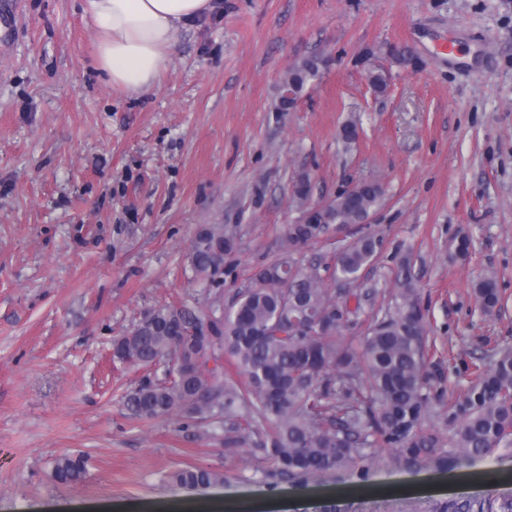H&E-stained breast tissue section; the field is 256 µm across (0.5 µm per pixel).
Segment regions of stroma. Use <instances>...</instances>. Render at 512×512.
<instances>
[{"mask_svg":"<svg viewBox=\"0 0 512 512\" xmlns=\"http://www.w3.org/2000/svg\"><path fill=\"white\" fill-rule=\"evenodd\" d=\"M96 42L78 0H0V512H443L512 499V447L452 480L372 448L365 481L343 471L270 488L258 436L228 448L221 418L133 416L122 398L146 372L112 357L113 339L159 305L221 316L299 220V175L314 202L375 180L385 196L370 224L328 225L297 257L326 264L359 236L380 239L343 330L355 348L409 259L431 392L460 396L485 353L512 345V0H219L178 33L162 86L144 93L103 78ZM311 57L318 76L279 111L285 74ZM208 224L233 237L219 287L191 266ZM487 273L501 294L490 313L473 291ZM66 453L87 460L69 486L52 475ZM187 465L224 482H168Z\"/></svg>","mask_w":512,"mask_h":512,"instance_id":"stroma-1","label":"stroma"}]
</instances>
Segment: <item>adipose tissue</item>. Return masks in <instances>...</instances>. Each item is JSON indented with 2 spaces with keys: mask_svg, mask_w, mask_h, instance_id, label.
<instances>
[{
  "mask_svg": "<svg viewBox=\"0 0 512 512\" xmlns=\"http://www.w3.org/2000/svg\"><path fill=\"white\" fill-rule=\"evenodd\" d=\"M98 36L96 67L132 92L162 84L181 27L209 15L213 0H80Z\"/></svg>",
  "mask_w": 512,
  "mask_h": 512,
  "instance_id": "adipose-tissue-1",
  "label": "adipose tissue"
}]
</instances>
